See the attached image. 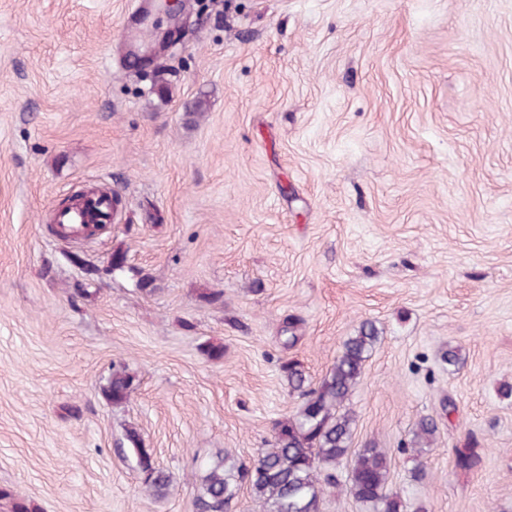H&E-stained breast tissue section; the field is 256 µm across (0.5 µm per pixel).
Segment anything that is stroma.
I'll return each mask as SVG.
<instances>
[{"mask_svg": "<svg viewBox=\"0 0 512 512\" xmlns=\"http://www.w3.org/2000/svg\"><path fill=\"white\" fill-rule=\"evenodd\" d=\"M186 4L135 68L133 0H0V488L194 512V473L253 464L298 410L282 363L320 379L369 320L353 447L387 453L405 512H512V0ZM91 186L115 221L56 237ZM131 427L164 498L116 449ZM83 205L76 202L68 209H58L54 214L55 233L68 240H81L89 236L91 228L85 225ZM132 383L133 377L125 369L112 368V375L107 380L104 393L113 405H120L128 399ZM436 429L437 426L433 419L422 418L413 433V437L410 441V449L413 452L421 453L425 448H429Z\"/></svg>", "mask_w": 512, "mask_h": 512, "instance_id": "35a3bbf8", "label": "stroma"}]
</instances>
